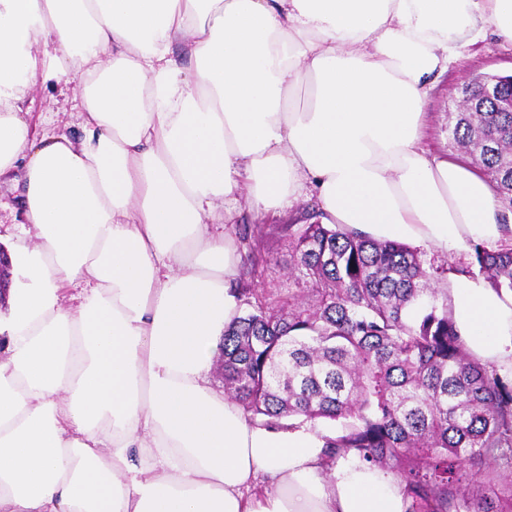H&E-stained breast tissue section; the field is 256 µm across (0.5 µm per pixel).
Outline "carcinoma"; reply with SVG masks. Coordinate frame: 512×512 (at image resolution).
I'll return each instance as SVG.
<instances>
[{
  "mask_svg": "<svg viewBox=\"0 0 512 512\" xmlns=\"http://www.w3.org/2000/svg\"><path fill=\"white\" fill-rule=\"evenodd\" d=\"M448 126L512 213V112L475 84ZM290 288H237L249 309L224 329V393L257 425L330 421L326 463L390 473L407 512H512V386L473 359L448 274L512 289V245L470 244L463 267L339 224H288Z\"/></svg>",
  "mask_w": 512,
  "mask_h": 512,
  "instance_id": "cac0c4a2",
  "label": "carcinoma"
}]
</instances>
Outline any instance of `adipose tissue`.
<instances>
[{
    "label": "adipose tissue",
    "instance_id": "ef3b65f1",
    "mask_svg": "<svg viewBox=\"0 0 512 512\" xmlns=\"http://www.w3.org/2000/svg\"><path fill=\"white\" fill-rule=\"evenodd\" d=\"M489 31L512 45V0H0V179L34 231L0 307V512H405L391 475L326 468L319 430L212 389L239 256L209 223L239 189L259 214L311 189L313 224L512 240L486 177L421 145L434 83ZM39 75L80 139L31 132ZM449 298L512 383V290L453 274Z\"/></svg>",
    "mask_w": 512,
    "mask_h": 512
}]
</instances>
